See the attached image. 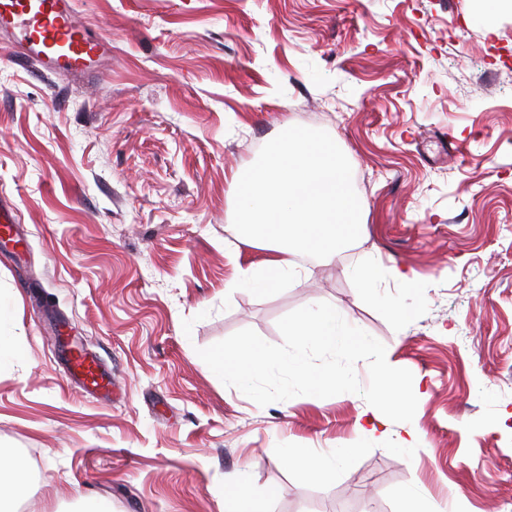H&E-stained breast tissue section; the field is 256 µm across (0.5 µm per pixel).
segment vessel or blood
Segmentation results:
<instances>
[{"mask_svg": "<svg viewBox=\"0 0 512 512\" xmlns=\"http://www.w3.org/2000/svg\"><path fill=\"white\" fill-rule=\"evenodd\" d=\"M0 37L39 70L79 78L97 77L99 62L110 51L105 35L91 36L76 21L74 0H0ZM67 361L86 388L111 386L110 374L83 348H68Z\"/></svg>", "mask_w": 512, "mask_h": 512, "instance_id": "b4317fda", "label": "vessel or blood"}]
</instances>
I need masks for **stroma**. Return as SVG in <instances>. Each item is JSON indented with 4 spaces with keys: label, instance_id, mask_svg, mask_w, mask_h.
Returning a JSON list of instances; mask_svg holds the SVG:
<instances>
[{
    "label": "stroma",
    "instance_id": "35a3bbf8",
    "mask_svg": "<svg viewBox=\"0 0 512 512\" xmlns=\"http://www.w3.org/2000/svg\"><path fill=\"white\" fill-rule=\"evenodd\" d=\"M112 55L95 80L0 48V444L39 481L18 512H224L248 465L269 512H422L512 502V14L474 0H75ZM292 123L352 167L364 233L267 298L232 289L263 251L231 227L233 177ZM374 271L363 288L354 267ZM414 271L423 295L387 270ZM326 302L413 374L412 423L364 435L361 395L262 407L198 356ZM414 309L410 321L393 309ZM112 371L91 395L56 361L58 324ZM414 462L398 447L407 428ZM288 448L351 454L335 479Z\"/></svg>",
    "mask_w": 512,
    "mask_h": 512
}]
</instances>
